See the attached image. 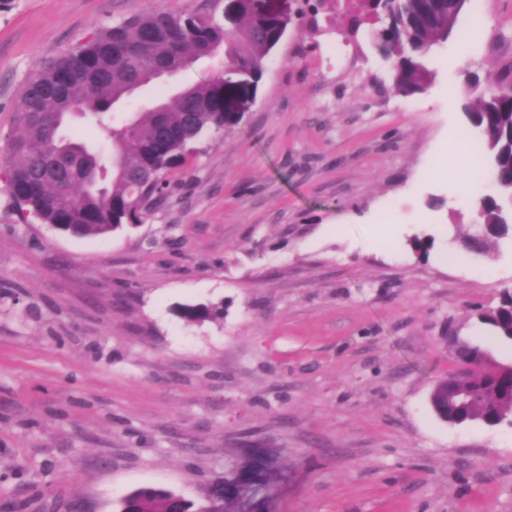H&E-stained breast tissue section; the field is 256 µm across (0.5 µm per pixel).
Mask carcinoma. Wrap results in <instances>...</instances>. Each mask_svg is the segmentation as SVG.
Wrapping results in <instances>:
<instances>
[{
  "label": "carcinoma",
  "mask_w": 512,
  "mask_h": 512,
  "mask_svg": "<svg viewBox=\"0 0 512 512\" xmlns=\"http://www.w3.org/2000/svg\"><path fill=\"white\" fill-rule=\"evenodd\" d=\"M354 30L378 26L384 56L393 60L391 90L410 95L432 79L433 49L454 30L468 0H358ZM291 19L268 13L258 0H224L221 14L154 12L101 27L83 45L62 55L24 83L14 101V129L0 146L6 163L10 203L44 224H57L73 236H105L127 224H141L163 201L171 170L186 160L184 149L211 131L229 132L242 115L224 101L254 97L263 61L285 36ZM224 51L222 69L200 83L184 86L171 100L144 103L121 126L114 124L117 104L159 81L152 69L168 67L169 77L189 65ZM473 105L468 118L480 130L478 151L486 172L497 174L499 196L512 199V83L488 76L470 85ZM77 110L111 142L105 156L87 142L64 134L63 125ZM480 216L490 232L470 237V250L485 252L493 234L509 222L493 196L480 200ZM190 323L215 320L221 310L205 304L187 306ZM496 337L512 341V306L484 316ZM473 394L458 410L465 423L488 421L497 408L512 411V369L478 365L457 381ZM448 406V379L436 383L431 407ZM138 512H197L201 506L162 487H140L129 494Z\"/></svg>",
  "instance_id": "carcinoma-1"
}]
</instances>
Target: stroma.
<instances>
[{
	"instance_id": "obj_1",
	"label": "stroma",
	"mask_w": 512,
	"mask_h": 512,
	"mask_svg": "<svg viewBox=\"0 0 512 512\" xmlns=\"http://www.w3.org/2000/svg\"><path fill=\"white\" fill-rule=\"evenodd\" d=\"M229 133L197 143L142 224L76 237L21 222L0 182V512H117L143 486L221 505L261 465L256 512H512V427L453 425L448 345L512 365L480 313L512 296V239L484 255L460 176L469 83L512 76V0H468L434 75L390 92L354 0L299 22ZM212 0H11L0 136L36 70L92 26ZM222 304L193 324L182 307ZM226 492L235 500L251 499L258 495L269 496V488L257 469L240 470L226 484Z\"/></svg>"
}]
</instances>
